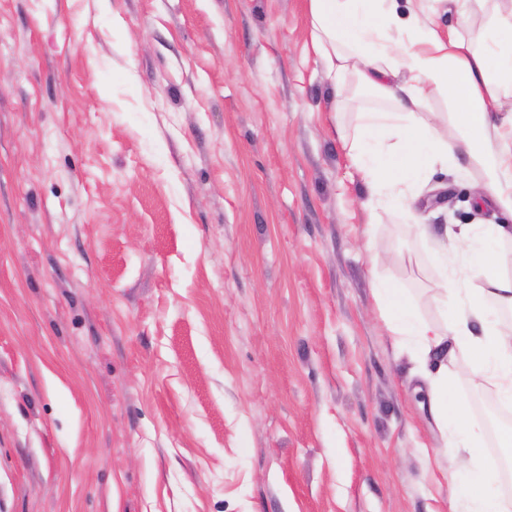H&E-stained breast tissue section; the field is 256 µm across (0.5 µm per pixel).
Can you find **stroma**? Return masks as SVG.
<instances>
[{
  "label": "stroma",
  "mask_w": 512,
  "mask_h": 512,
  "mask_svg": "<svg viewBox=\"0 0 512 512\" xmlns=\"http://www.w3.org/2000/svg\"><path fill=\"white\" fill-rule=\"evenodd\" d=\"M308 0H0V512H466L378 304L511 218L466 159L364 207ZM449 192L438 204V192ZM449 346V401L492 395Z\"/></svg>",
  "instance_id": "stroma-1"
}]
</instances>
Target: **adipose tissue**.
<instances>
[{"instance_id": "obj_1", "label": "adipose tissue", "mask_w": 512, "mask_h": 512, "mask_svg": "<svg viewBox=\"0 0 512 512\" xmlns=\"http://www.w3.org/2000/svg\"><path fill=\"white\" fill-rule=\"evenodd\" d=\"M438 0H308L311 44L336 97L351 84L391 102L387 111L363 112L343 145L366 186L365 206L409 207L414 184L437 165L466 157L479 173L477 184L491 202L512 216V130L489 128L490 108H512V5L502 0H451L457 22L440 29L433 20ZM487 19L472 30L476 11ZM446 99L449 110L433 122L431 101ZM451 135H442L440 125ZM454 236L468 245V266L482 279L463 314L446 325L419 319L404 289L379 288L382 312L395 335L412 346L418 360L454 339L476 355L474 374L494 387L503 405L512 404V325L490 318L492 304L512 307V274L490 260L494 246L512 239V229L491 225L482 232L461 227ZM485 321L482 335L469 323ZM447 373L427 377L432 416L454 446L469 455L472 483L481 490L471 512H501L491 488L497 465L483 457L479 432L467 426L466 402H449Z\"/></svg>"}]
</instances>
